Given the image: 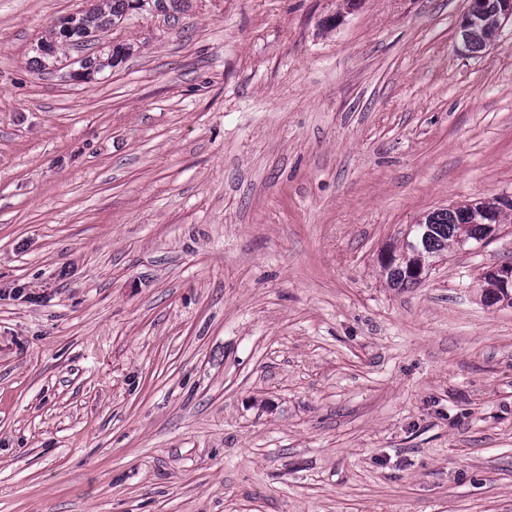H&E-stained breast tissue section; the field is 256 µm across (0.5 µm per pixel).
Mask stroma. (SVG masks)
Segmentation results:
<instances>
[{
  "label": "stroma",
  "mask_w": 512,
  "mask_h": 512,
  "mask_svg": "<svg viewBox=\"0 0 512 512\" xmlns=\"http://www.w3.org/2000/svg\"><path fill=\"white\" fill-rule=\"evenodd\" d=\"M84 4L0 0V512H512V207L380 274L512 200V24L470 53L466 0H187L39 68ZM127 48L123 46V44H116L109 50L107 53H103V56L95 57V58H85L80 62L79 67L81 69H89L94 67L97 72L103 71L106 68H114L119 62H121L122 58L125 56V50ZM104 55H106L104 57ZM103 59V60H101ZM472 204L459 205L458 208L450 210L454 207L448 206L445 209H438L429 212L423 219L422 223L413 226V230L408 235V240L404 242L409 243L399 247H390L385 250L384 254H388L387 258L383 260L381 257V267L390 285L397 288H407L415 286L423 279L420 274H425L435 258L443 257L450 251L454 239L457 237V248L463 249L471 243L483 244L492 239L498 234L500 223H496L499 219L501 222V214L503 210L495 212L493 224L491 222L484 223L478 220L479 215L473 214V219L469 220L466 224L461 222L466 221L467 215L470 213ZM462 229L460 228V226ZM481 227L480 230L472 232L474 228ZM461 230V231H460ZM416 237H425V245L415 248L414 243L409 240ZM423 269V272H422Z\"/></svg>",
  "instance_id": "obj_1"
}]
</instances>
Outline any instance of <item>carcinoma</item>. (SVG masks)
Wrapping results in <instances>:
<instances>
[{
    "mask_svg": "<svg viewBox=\"0 0 512 512\" xmlns=\"http://www.w3.org/2000/svg\"><path fill=\"white\" fill-rule=\"evenodd\" d=\"M89 6L70 14L60 21V25L52 30L53 39L41 40L36 45V61L42 67L47 64L59 63L55 54L54 38L73 45L87 44L98 39L100 34L119 25L131 10L144 7L146 0H87ZM487 13L486 23L471 35L473 51L483 49L486 41L493 34L496 21L497 0H483ZM126 47L114 45L103 58H85L80 68H94L100 72L106 68H114L125 56ZM471 205H461L456 209H438L426 215L422 222L413 226L412 237H425L426 243L415 248L406 244L399 248L385 250L387 258L381 261L383 273L390 285L397 288L415 286L421 282L422 271L428 269L434 259L444 256L450 251L454 239L460 232V224L466 221Z\"/></svg>",
    "mask_w": 512,
    "mask_h": 512,
    "instance_id": "obj_1",
    "label": "carcinoma"
}]
</instances>
